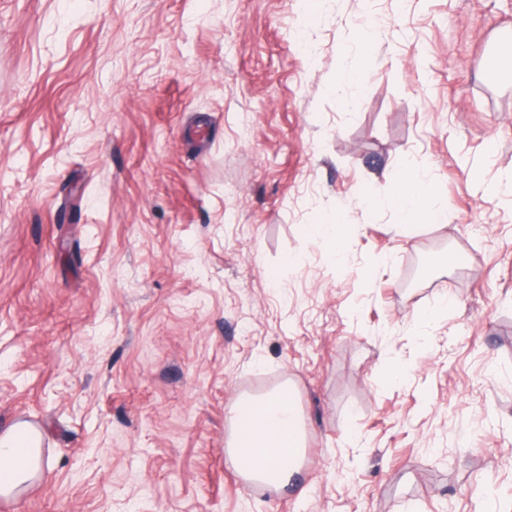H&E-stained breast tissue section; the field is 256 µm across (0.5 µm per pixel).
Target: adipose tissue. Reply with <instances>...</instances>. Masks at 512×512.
I'll use <instances>...</instances> for the list:
<instances>
[{"mask_svg": "<svg viewBox=\"0 0 512 512\" xmlns=\"http://www.w3.org/2000/svg\"><path fill=\"white\" fill-rule=\"evenodd\" d=\"M432 184L412 169L402 172L388 203L402 222L424 217L438 220V211L427 208ZM228 455L233 468L246 481L277 489L287 487L301 468L306 435L302 416L289 387L276 393L248 397L228 412ZM26 427L14 425L0 432V497L14 499L26 491L49 461L39 445L25 444Z\"/></svg>", "mask_w": 512, "mask_h": 512, "instance_id": "1", "label": "adipose tissue"}]
</instances>
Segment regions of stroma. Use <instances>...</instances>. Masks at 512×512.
I'll list each match as a JSON object with an SVG mask.
<instances>
[{"label":"stroma","instance_id":"obj_1","mask_svg":"<svg viewBox=\"0 0 512 512\" xmlns=\"http://www.w3.org/2000/svg\"><path fill=\"white\" fill-rule=\"evenodd\" d=\"M511 36L512 0H0V430L50 460L0 512H512ZM407 168L439 222L370 205ZM287 382L308 461L247 485L227 412Z\"/></svg>","mask_w":512,"mask_h":512}]
</instances>
